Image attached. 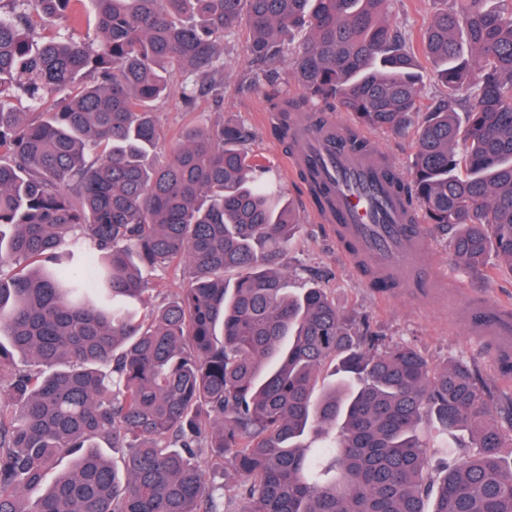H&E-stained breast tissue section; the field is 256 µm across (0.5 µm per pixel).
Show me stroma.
<instances>
[{
  "label": "stroma",
  "instance_id": "obj_1",
  "mask_svg": "<svg viewBox=\"0 0 512 512\" xmlns=\"http://www.w3.org/2000/svg\"><path fill=\"white\" fill-rule=\"evenodd\" d=\"M250 41L247 27H240L224 46V102L215 106L210 99H198L194 109H186L180 96L157 104L162 130L160 150H167L182 126L205 120L242 122L251 126L255 137L250 150L259 164L277 181L286 201L296 211L300 226L288 244L286 265L290 288H306L318 283L345 313L368 316L374 330L387 341L417 348L429 364L444 366L464 359L474 364L480 378L495 390L501 409L512 407V379L499 376V367L490 354L484 336L468 325L472 295L503 306H512V272L498 269L495 255H487L484 266L465 270L448 260L451 238L430 232L425 240V261L431 266L440 293L424 301L405 288L384 295L373 288L342 246L319 222L303 182L291 175L285 146L272 134L269 99L272 89L266 83L252 82L251 63L245 53ZM417 123H410L405 136L386 131L369 132L378 155L401 174H408L414 153ZM184 285L182 270L170 269L153 275L145 302L134 304L139 317L153 312L173 299Z\"/></svg>",
  "mask_w": 512,
  "mask_h": 512
}]
</instances>
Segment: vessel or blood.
I'll list each match as a JSON object with an SVG mask.
<instances>
[{"label":"vessel or blood","mask_w":512,"mask_h":512,"mask_svg":"<svg viewBox=\"0 0 512 512\" xmlns=\"http://www.w3.org/2000/svg\"><path fill=\"white\" fill-rule=\"evenodd\" d=\"M288 162L292 170L317 176L330 201L319 217L352 260L370 259L379 274L399 279L414 294H432L434 280L420 258L424 227L404 218L403 199L385 167L343 150L335 137L315 132L303 135L300 150ZM470 321L503 335L512 330V320L487 302L473 307Z\"/></svg>","instance_id":"vessel-or-blood-1"}]
</instances>
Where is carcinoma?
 <instances>
[{"instance_id":"obj_1","label":"carcinoma","mask_w":512,"mask_h":512,"mask_svg":"<svg viewBox=\"0 0 512 512\" xmlns=\"http://www.w3.org/2000/svg\"><path fill=\"white\" fill-rule=\"evenodd\" d=\"M0 16V512H512V425L470 363L431 366L288 289L298 226L249 154L244 123L185 126L161 155L155 104L224 94V38L301 93L274 135L296 152L320 108L404 133L419 63L399 0H11ZM97 42L32 29L85 3ZM442 0L422 36L444 98L425 113L398 188L451 231L450 261L512 270V0ZM34 103L15 112V89ZM187 282L149 319L125 302L156 271ZM339 381L317 390L323 367ZM467 435L436 478L421 427ZM315 433L328 451L304 444Z\"/></svg>"}]
</instances>
